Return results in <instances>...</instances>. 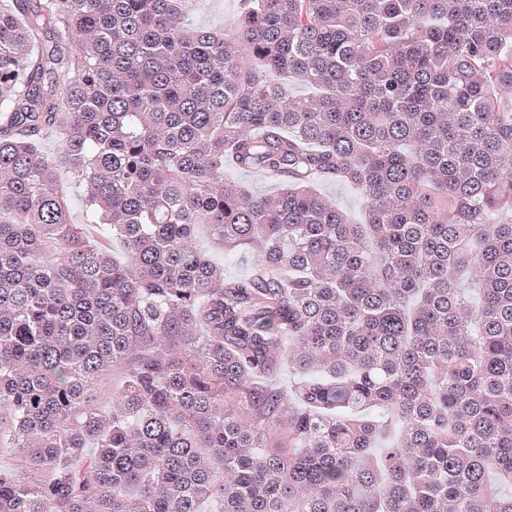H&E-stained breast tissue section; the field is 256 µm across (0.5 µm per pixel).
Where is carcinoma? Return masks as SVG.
I'll list each match as a JSON object with an SVG mask.
<instances>
[{"mask_svg":"<svg viewBox=\"0 0 512 512\" xmlns=\"http://www.w3.org/2000/svg\"><path fill=\"white\" fill-rule=\"evenodd\" d=\"M189 6L0 0V512H512V0ZM235 4V0H195L187 18L193 24L224 27L235 20ZM226 170L231 176L246 184L255 193H271L278 188V184L263 173L245 172L237 170L231 165ZM320 189L340 206L345 208L351 216L358 220L361 217V201L358 195L348 187L336 183L335 180H324Z\"/></svg>","mask_w":512,"mask_h":512,"instance_id":"1","label":"carcinoma"}]
</instances>
